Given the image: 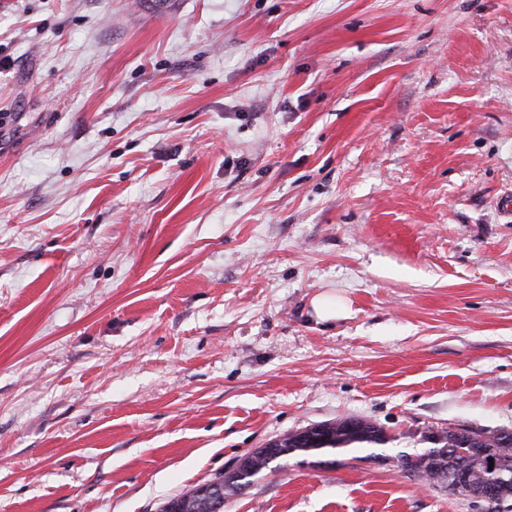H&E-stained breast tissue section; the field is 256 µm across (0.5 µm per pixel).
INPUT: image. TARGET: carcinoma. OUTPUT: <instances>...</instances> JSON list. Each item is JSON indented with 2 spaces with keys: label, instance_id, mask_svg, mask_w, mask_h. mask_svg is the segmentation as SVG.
I'll use <instances>...</instances> for the list:
<instances>
[{
  "label": "carcinoma",
  "instance_id": "carcinoma-1",
  "mask_svg": "<svg viewBox=\"0 0 512 512\" xmlns=\"http://www.w3.org/2000/svg\"><path fill=\"white\" fill-rule=\"evenodd\" d=\"M426 438L434 447L414 457L407 472L425 480L432 488L465 497L473 509L477 508L475 493L489 484L495 485L500 499L511 506L509 512H512L511 431L457 427L431 430ZM387 441L385 430L364 418H340L295 430L269 442L264 449L245 454L236 467L225 471L219 479L169 499L160 512H224V491L248 488L262 471L274 470L272 463L281 457Z\"/></svg>",
  "mask_w": 512,
  "mask_h": 512
}]
</instances>
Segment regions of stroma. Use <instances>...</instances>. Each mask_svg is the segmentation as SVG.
<instances>
[{"instance_id":"35a3bbf8","label":"stroma","mask_w":512,"mask_h":512,"mask_svg":"<svg viewBox=\"0 0 512 512\" xmlns=\"http://www.w3.org/2000/svg\"><path fill=\"white\" fill-rule=\"evenodd\" d=\"M512 0H0V512H471L512 431ZM343 299L317 322L312 300ZM388 437L375 422L364 418H340L295 430L269 442L264 448L247 453L236 467L224 472L218 480L199 484L195 489L173 497L160 512H224V491H242L277 459L289 454H315L326 449L348 448L353 444H384ZM474 440L471 448H485L484 454L470 452L465 447L471 434ZM426 438L435 447L427 453L415 456L410 468L406 471L420 479L426 485L440 490L464 496L469 506L478 511L475 493L487 485H495L499 489L500 499L511 506L512 512V432L505 430L486 431L469 428H448L441 431H429ZM447 449V451H442ZM462 451L466 452L463 454ZM489 458H493V470H489ZM456 471L467 473L469 485L466 488L452 486L449 476Z\"/></svg>"}]
</instances>
